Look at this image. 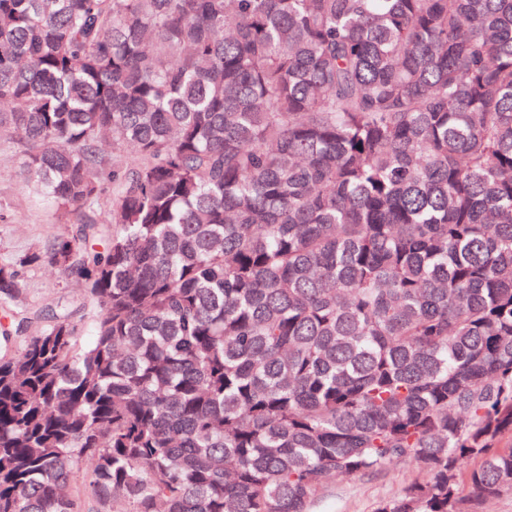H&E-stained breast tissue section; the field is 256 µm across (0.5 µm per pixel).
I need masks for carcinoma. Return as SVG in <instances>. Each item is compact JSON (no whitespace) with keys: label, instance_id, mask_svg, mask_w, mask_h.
I'll list each match as a JSON object with an SVG mask.
<instances>
[{"label":"carcinoma","instance_id":"1","mask_svg":"<svg viewBox=\"0 0 512 512\" xmlns=\"http://www.w3.org/2000/svg\"><path fill=\"white\" fill-rule=\"evenodd\" d=\"M3 131L90 310L0 261V512L512 492V0H0ZM419 477L412 464H394L386 470L351 479L329 482L313 512H373L383 499L395 497L409 482Z\"/></svg>","mask_w":512,"mask_h":512}]
</instances>
